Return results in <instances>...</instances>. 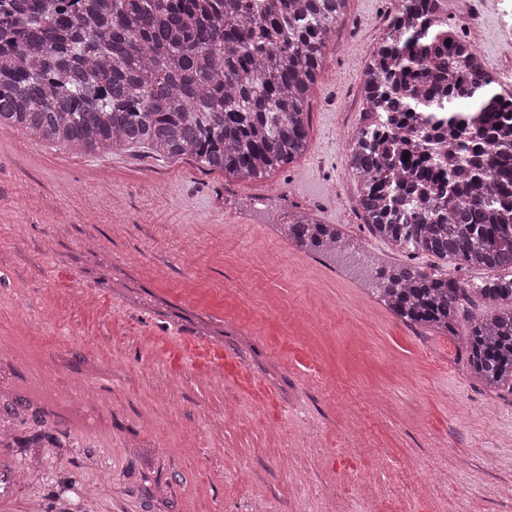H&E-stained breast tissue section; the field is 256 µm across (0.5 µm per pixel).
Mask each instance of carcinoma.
<instances>
[{"label": "carcinoma", "mask_w": 512, "mask_h": 512, "mask_svg": "<svg viewBox=\"0 0 512 512\" xmlns=\"http://www.w3.org/2000/svg\"><path fill=\"white\" fill-rule=\"evenodd\" d=\"M346 4L0 0V130L263 180L308 149L310 93ZM497 86L442 0H399L364 70L348 162L373 236L499 272L464 286L410 263L361 266L404 323L461 336L470 373L512 388V95ZM288 239L345 256L337 225L306 214ZM475 295L493 311L473 313Z\"/></svg>", "instance_id": "cac0c4a2"}]
</instances>
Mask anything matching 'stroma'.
<instances>
[{
	"mask_svg": "<svg viewBox=\"0 0 512 512\" xmlns=\"http://www.w3.org/2000/svg\"><path fill=\"white\" fill-rule=\"evenodd\" d=\"M464 2L449 22L511 66L512 0H473L476 26ZM397 8L349 0L309 149L265 180L0 130V512H512V394L285 233L303 211L397 259L344 162Z\"/></svg>",
	"mask_w": 512,
	"mask_h": 512,
	"instance_id": "35a3bbf8",
	"label": "stroma"
}]
</instances>
